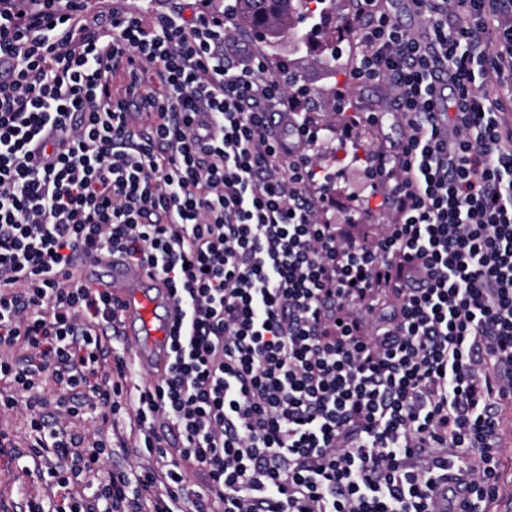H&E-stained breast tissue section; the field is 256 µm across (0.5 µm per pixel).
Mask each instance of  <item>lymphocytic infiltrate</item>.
I'll use <instances>...</instances> for the list:
<instances>
[{
  "instance_id": "lymphocytic-infiltrate-1",
  "label": "lymphocytic infiltrate",
  "mask_w": 512,
  "mask_h": 512,
  "mask_svg": "<svg viewBox=\"0 0 512 512\" xmlns=\"http://www.w3.org/2000/svg\"><path fill=\"white\" fill-rule=\"evenodd\" d=\"M388 2L356 0L349 71L399 129L366 239L222 16L0 0V420L51 478L25 512L512 508V0H406L415 30ZM111 253L178 309L142 385L76 269ZM117 447L154 461L102 475Z\"/></svg>"
}]
</instances>
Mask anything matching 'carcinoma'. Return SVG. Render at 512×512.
<instances>
[{
  "instance_id": "obj_1",
  "label": "carcinoma",
  "mask_w": 512,
  "mask_h": 512,
  "mask_svg": "<svg viewBox=\"0 0 512 512\" xmlns=\"http://www.w3.org/2000/svg\"><path fill=\"white\" fill-rule=\"evenodd\" d=\"M311 0H235L233 13L244 25L262 35L269 54L280 60L281 77L289 95L302 98L311 112H323L321 121L329 127L336 112V85L327 83L311 88L297 68L301 53L310 49L311 33L326 31L315 59L336 78V50L332 43L341 34L343 23L337 15L336 0H321L317 10L309 8Z\"/></svg>"
}]
</instances>
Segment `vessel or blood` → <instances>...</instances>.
Returning <instances> with one entry per match:
<instances>
[{
    "label": "vessel or blood",
    "mask_w": 512,
    "mask_h": 512,
    "mask_svg": "<svg viewBox=\"0 0 512 512\" xmlns=\"http://www.w3.org/2000/svg\"><path fill=\"white\" fill-rule=\"evenodd\" d=\"M78 264L82 276L106 275L120 309L118 332L137 346L143 370L151 375L163 372L170 360L169 336L177 310L162 280L116 254L82 257Z\"/></svg>",
    "instance_id": "vessel-or-blood-1"
}]
</instances>
